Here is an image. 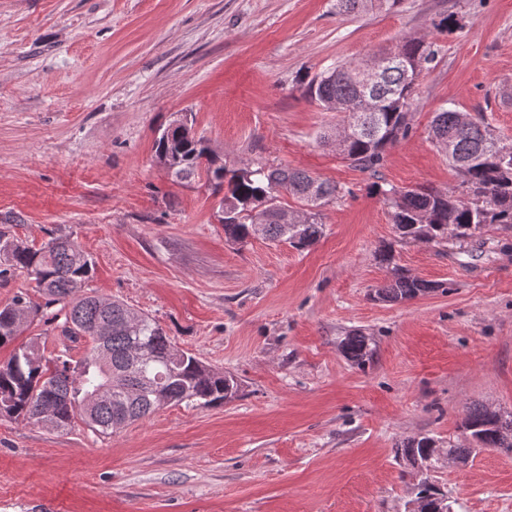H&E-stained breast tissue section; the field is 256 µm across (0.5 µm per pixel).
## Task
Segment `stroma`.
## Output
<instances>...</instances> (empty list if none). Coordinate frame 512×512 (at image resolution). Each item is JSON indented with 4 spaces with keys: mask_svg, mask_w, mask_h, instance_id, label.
Wrapping results in <instances>:
<instances>
[{
    "mask_svg": "<svg viewBox=\"0 0 512 512\" xmlns=\"http://www.w3.org/2000/svg\"><path fill=\"white\" fill-rule=\"evenodd\" d=\"M408 36L437 52L411 130L378 172L354 168L320 142L344 113L304 89ZM448 107L512 140V0L348 18L335 0H0V228L34 247L72 236L94 261L90 289L240 384L230 402L166 406L109 435L0 416V512H406L398 442L460 443L467 406L512 411V228L397 244L409 273L453 291L370 297L387 277L374 251L395 238L374 187L457 184L428 136ZM182 116L227 168L342 186L320 241L226 242L205 180L174 182L155 156ZM353 329L375 343L362 369L338 347ZM24 336L75 360L86 347L46 315ZM436 479L454 512H512V453L460 469L440 456Z\"/></svg>",
    "mask_w": 512,
    "mask_h": 512,
    "instance_id": "1",
    "label": "stroma"
}]
</instances>
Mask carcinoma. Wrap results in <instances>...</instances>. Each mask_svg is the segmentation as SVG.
Segmentation results:
<instances>
[{"label": "carcinoma", "mask_w": 512, "mask_h": 512, "mask_svg": "<svg viewBox=\"0 0 512 512\" xmlns=\"http://www.w3.org/2000/svg\"><path fill=\"white\" fill-rule=\"evenodd\" d=\"M400 0H336V14L393 8ZM379 58V79L366 86L360 76L364 62H348L311 79L306 93L327 110L346 112L347 127L324 132L321 142L333 145L345 160L362 170L377 171L386 149L410 131V107L416 81L411 71L424 69L436 58L432 43L423 37H405L393 49L373 54ZM430 137L457 170L459 183L446 192L423 187L385 189L376 186L392 208L399 240L442 243L465 242L490 224L512 226V140L490 128L485 119H463L447 108L434 117ZM156 157L176 181L190 183L206 175L223 214L224 237L235 244L263 237L296 250L314 245L323 235L322 208L337 199L340 187L294 168L259 166L227 170L193 128L165 129L155 141ZM298 200L303 209L288 219L282 197ZM375 260L388 270L385 284L371 298L389 304L409 301L454 288L447 281H428L409 275L396 262L394 243L375 251ZM25 273L46 297L45 305L59 306L64 317L61 332L68 339L85 338L89 345L74 361L64 355H45L31 340L14 348L0 362V416L36 419L57 430L80 418L88 427L115 432L167 405L211 406L236 397L235 378L216 372L196 356L178 348L159 325L146 315L133 319L119 300L85 292L93 261L68 235L52 237L33 248L0 231V279ZM28 295L16 294L0 305V348L15 342L38 314ZM105 338L112 358L96 356L97 341ZM345 358L364 366L372 361V339L357 330L340 341ZM112 384V395L99 403L96 391ZM459 428L468 446L448 444V453L466 462L474 447L512 448V412L486 405L468 407ZM436 440L411 436L396 446L397 458L428 474L419 480L414 501L418 512H436Z\"/></svg>", "instance_id": "cac0c4a2"}]
</instances>
